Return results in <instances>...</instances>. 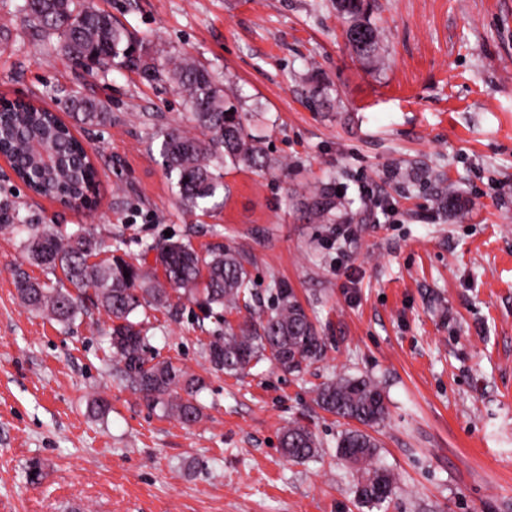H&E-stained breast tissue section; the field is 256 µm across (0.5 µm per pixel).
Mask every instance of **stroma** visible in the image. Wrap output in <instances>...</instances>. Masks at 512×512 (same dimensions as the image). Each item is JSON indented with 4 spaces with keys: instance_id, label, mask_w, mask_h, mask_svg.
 I'll list each match as a JSON object with an SVG mask.
<instances>
[{
    "instance_id": "35a3bbf8",
    "label": "stroma",
    "mask_w": 512,
    "mask_h": 512,
    "mask_svg": "<svg viewBox=\"0 0 512 512\" xmlns=\"http://www.w3.org/2000/svg\"><path fill=\"white\" fill-rule=\"evenodd\" d=\"M0 0V100L61 112L59 89L100 100L111 126L74 135L98 169L93 210L34 196L0 157V199L68 235L118 236L126 259L172 237L252 258L261 301L288 282L327 342L302 374L262 362L213 371V321L187 302L148 311L152 348L204 381L202 419L150 411L113 373L92 313L62 330L19 300L20 230L0 232V512H371L336 455L346 420L313 402L363 376L388 396L371 428L396 492L382 512H512V0H370L367 58L335 0H93L143 59L194 58L238 102L271 170L227 167L222 208L186 212L159 129L188 127L175 85L135 69L86 74ZM337 192L335 221L308 201ZM449 194L456 206H439ZM107 402L99 412L98 402ZM318 455L281 450L290 423ZM42 478L28 479L30 463ZM281 447L288 459L303 462L314 458L320 445L315 435L306 426L294 423L283 431Z\"/></svg>"
}]
</instances>
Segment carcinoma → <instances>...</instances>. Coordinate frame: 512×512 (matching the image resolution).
Masks as SVG:
<instances>
[{
    "instance_id": "carcinoma-1",
    "label": "carcinoma",
    "mask_w": 512,
    "mask_h": 512,
    "mask_svg": "<svg viewBox=\"0 0 512 512\" xmlns=\"http://www.w3.org/2000/svg\"><path fill=\"white\" fill-rule=\"evenodd\" d=\"M22 10L47 37H57L66 56L88 74L116 65L139 69L148 78L164 75L175 83L189 105L194 132L177 128L161 132L159 154L187 209L206 214L223 204L224 167L271 166L264 150L249 137L238 107L201 64L182 58L160 69L142 60L135 55L128 29L84 0H24ZM336 10L351 19L346 35L353 49L363 56L373 55L379 33L364 20L365 0H336ZM63 108L82 125L112 123V113L93 98L67 93ZM0 153L36 194L78 200L79 209L96 206L95 164L56 113L32 104L0 102ZM335 209L327 192L311 204V210L328 223L335 220ZM21 245L31 263L61 268L80 291L74 295L65 288L49 287L19 267L15 284L22 303L64 328L88 313L90 305L104 310L111 321L105 336L116 374L149 409L171 414L186 425L202 417L197 394L203 381L169 359L152 356L144 322L137 320L141 313L169 306L172 290L178 299L195 305L202 318L214 320L207 357L218 372L238 375L268 361L285 372L300 373L326 358V341L293 289L278 283L270 306L256 303L247 268L250 257L231 246L215 244L200 253L188 240L164 239L147 245L133 263L118 255L117 240L110 261L91 264L88 259L106 248L103 240L82 229L63 236L49 224L26 225ZM151 252L154 265L164 272L163 282L147 265ZM89 289L93 294H87ZM242 308L248 313L242 321L234 325L226 319ZM315 403L360 424L339 436L337 455L360 466L358 499L371 508L381 506L392 496L395 478L377 463L378 444L365 428L385 420L384 390L364 378L335 376L317 387ZM281 447L288 459L303 462L315 457L320 445L306 426L294 423L283 431Z\"/></svg>"
}]
</instances>
